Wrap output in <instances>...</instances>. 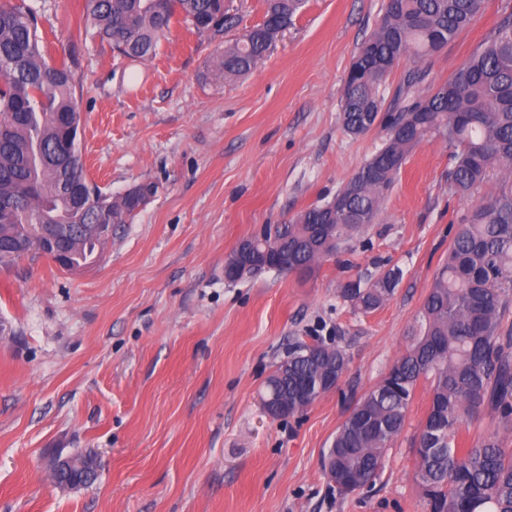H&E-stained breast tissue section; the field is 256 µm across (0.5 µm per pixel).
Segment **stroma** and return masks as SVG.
Wrapping results in <instances>:
<instances>
[{"label":"stroma","instance_id":"35a3bbf8","mask_svg":"<svg viewBox=\"0 0 512 512\" xmlns=\"http://www.w3.org/2000/svg\"><path fill=\"white\" fill-rule=\"evenodd\" d=\"M30 2L50 56L77 59L89 179L112 194L145 181L157 192L88 267L37 254L0 264V512H428L413 480L427 381L372 485L338 494L322 459L404 353L452 225L495 181L450 193L448 145L427 138L375 223L311 275L224 280L240 241L331 201L382 147L381 129L345 133L342 97L384 0H306L252 72L226 80L213 65L265 0H226L234 23L215 34L174 19L141 62L78 38L83 0ZM506 3L486 0L422 63L424 87L448 80ZM393 267L400 280L376 312L342 299L348 281ZM312 336L345 350L341 381L303 413L270 418L269 375ZM75 454L96 456L97 474L58 486L53 460Z\"/></svg>","mask_w":512,"mask_h":512}]
</instances>
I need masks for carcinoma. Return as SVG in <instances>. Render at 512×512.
I'll return each mask as SVG.
<instances>
[{"label":"carcinoma","instance_id":"carcinoma-1","mask_svg":"<svg viewBox=\"0 0 512 512\" xmlns=\"http://www.w3.org/2000/svg\"><path fill=\"white\" fill-rule=\"evenodd\" d=\"M302 0H266L261 22L224 47L220 78L252 70L290 25ZM485 0H384L383 13L361 44L345 81L344 130L360 136L375 127L383 146L336 193L342 207L322 205L266 227L289 253L291 270L313 272L378 217L401 165L427 136L448 142L454 165L449 190L467 195L489 180L500 163L512 165V8L447 81L419 89L424 74L408 72L407 104L383 116L381 85L404 58L417 63L441 51L483 12ZM180 15L194 31L219 30L232 21L224 0H84V34L108 42L120 55L147 61ZM76 60L46 58L37 10L27 0H0V263L40 253L37 222L72 223L74 192L83 193L81 223L125 224L153 196L152 182L138 195L112 196L86 174L77 135ZM61 268H83L104 242L70 235L57 244ZM400 270L345 285L341 296L372 313L393 295ZM512 309V181L502 180L471 207L448 247L420 312L419 329L405 353L353 407L324 457L325 475L336 473V491L348 495L374 481L387 450L402 432L420 379L430 382V406L414 453V481L429 512H512V449L495 434L468 448L459 432L482 416L512 432V335L503 319ZM344 350L320 339L288 351V369L277 365L264 398L275 396L292 415L329 391L322 375L341 378Z\"/></svg>","mask_w":512,"mask_h":512}]
</instances>
